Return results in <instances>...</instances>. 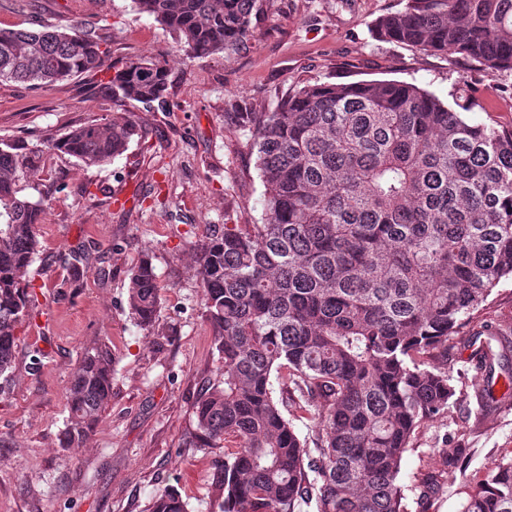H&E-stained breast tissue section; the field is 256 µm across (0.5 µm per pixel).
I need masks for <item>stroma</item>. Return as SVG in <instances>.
Wrapping results in <instances>:
<instances>
[{
    "label": "stroma",
    "instance_id": "1",
    "mask_svg": "<svg viewBox=\"0 0 512 512\" xmlns=\"http://www.w3.org/2000/svg\"><path fill=\"white\" fill-rule=\"evenodd\" d=\"M400 0H264L260 20L236 53L173 58L174 40L130 0H0V29L40 21L104 25L113 60L167 63V107L112 101L108 77L50 88L0 83V139L35 146L88 121L132 111L147 138L103 168L68 155L45 157L32 186L47 195L31 266L36 306L19 324L15 367L0 378V512H148L154 495L178 491L189 512H214L210 478L220 448L189 439L202 390L222 380L188 247L207 225L264 221V187L248 135L232 112H269L315 81L398 80L447 97L466 87L480 101L472 118L512 126V73L488 77L458 54L383 42L372 33ZM67 192H56L58 184ZM84 246L95 260L73 277L58 260ZM150 257L161 286L153 329L136 325L127 270ZM107 340L114 355L112 400L86 446L60 444L71 375L86 348ZM470 349L448 350L466 383L447 414L425 421L401 466L409 512H460V490L512 451V409L477 417L480 376ZM458 442L466 455L419 498L414 477L429 449Z\"/></svg>",
    "mask_w": 512,
    "mask_h": 512
}]
</instances>
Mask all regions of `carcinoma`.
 I'll list each match as a JSON object with an SVG mask.
<instances>
[{"label":"carcinoma","mask_w":512,"mask_h":512,"mask_svg":"<svg viewBox=\"0 0 512 512\" xmlns=\"http://www.w3.org/2000/svg\"><path fill=\"white\" fill-rule=\"evenodd\" d=\"M261 0H132L169 29L188 58L236 50ZM99 25L0 29V82L39 88L112 72V100L168 105L164 62L112 61ZM378 38L462 54L491 77L512 72V0H407L380 16ZM452 101L399 81L306 84L271 112H235L264 187L262 224H210L190 246L224 383L202 390L190 435L224 447L211 475L218 512H408L401 461L421 424L456 395L448 342L477 346L479 414L512 403V324L459 335L512 279V128L473 123L469 94ZM145 130L133 112L91 121L29 148L0 140V376L14 368L15 330L44 202L24 194L47 153L101 167ZM64 263L75 276L82 248ZM161 299L155 268L128 273V306L145 329ZM505 391L496 395L495 367ZM314 408L307 447L283 409ZM112 399V347L85 350L71 376L66 448L83 446ZM457 444L430 450L415 477L423 494L457 463ZM461 512H512V455L464 486ZM150 512H187L177 491Z\"/></svg>","instance_id":"1"}]
</instances>
